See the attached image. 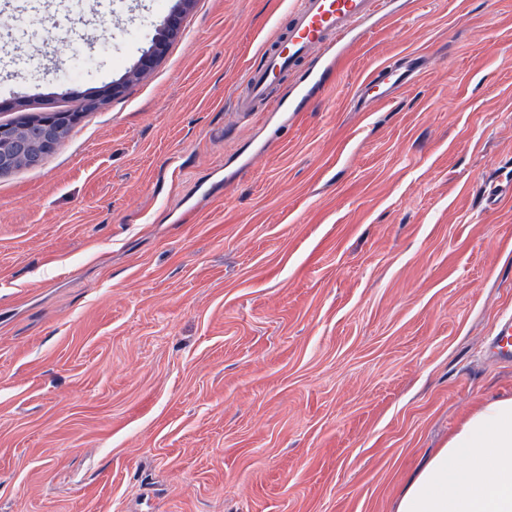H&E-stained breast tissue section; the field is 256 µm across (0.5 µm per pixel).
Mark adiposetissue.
Returning a JSON list of instances; mask_svg holds the SVG:
<instances>
[{
  "instance_id": "adipose-tissue-1",
  "label": "adipose tissue",
  "mask_w": 512,
  "mask_h": 512,
  "mask_svg": "<svg viewBox=\"0 0 512 512\" xmlns=\"http://www.w3.org/2000/svg\"><path fill=\"white\" fill-rule=\"evenodd\" d=\"M396 512H512V397L471 410L408 478Z\"/></svg>"
}]
</instances>
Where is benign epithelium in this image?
Masks as SVG:
<instances>
[{"label":"benign epithelium","instance_id":"7a95c632","mask_svg":"<svg viewBox=\"0 0 512 512\" xmlns=\"http://www.w3.org/2000/svg\"><path fill=\"white\" fill-rule=\"evenodd\" d=\"M193 0H177L175 11L167 17L163 24V35L155 38L150 50L140 62L134 66L123 82H114L109 88L112 95L122 93L126 82L137 80L144 75L162 58L170 39L180 32V18L189 9ZM80 113L50 111L33 118L25 117L23 121H35L41 128L40 136L32 140L26 133V127L21 124L3 125L0 127V174L39 164L45 156L57 146V140L62 127L79 120Z\"/></svg>","mask_w":512,"mask_h":512}]
</instances>
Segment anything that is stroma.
Listing matches in <instances>:
<instances>
[{
  "mask_svg": "<svg viewBox=\"0 0 512 512\" xmlns=\"http://www.w3.org/2000/svg\"><path fill=\"white\" fill-rule=\"evenodd\" d=\"M174 4L48 8L0 123L126 81ZM289 21L195 0L147 75L0 175V512H395L512 397V0H412L295 120L232 111ZM411 78L412 74L397 62L385 63L370 72L358 86L355 96L358 102L362 101L363 104H374L381 100L393 99L395 94ZM373 87H382V91L375 95H370L369 91Z\"/></svg>",
  "mask_w": 512,
  "mask_h": 512,
  "instance_id": "1",
  "label": "stroma"
}]
</instances>
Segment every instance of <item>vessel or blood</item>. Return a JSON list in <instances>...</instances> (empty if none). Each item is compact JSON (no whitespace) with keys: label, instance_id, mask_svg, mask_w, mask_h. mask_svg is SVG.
<instances>
[{"label":"vessel or blood","instance_id":"vessel-or-blood-1","mask_svg":"<svg viewBox=\"0 0 512 512\" xmlns=\"http://www.w3.org/2000/svg\"><path fill=\"white\" fill-rule=\"evenodd\" d=\"M12 30L0 32V42L8 44L14 33L35 34L36 20L44 0H12ZM391 0H292L287 31L276 33L265 42L260 54L263 63L248 68L242 89L235 97V109L253 111L255 103H264L266 111L298 115L306 111L317 91L329 76L337 73L347 48L356 40L373 33V22L388 17ZM300 68L297 82L281 95H273L280 74ZM411 79L408 70L389 62L370 72L358 86L356 97L365 104L394 98Z\"/></svg>","mask_w":512,"mask_h":512}]
</instances>
